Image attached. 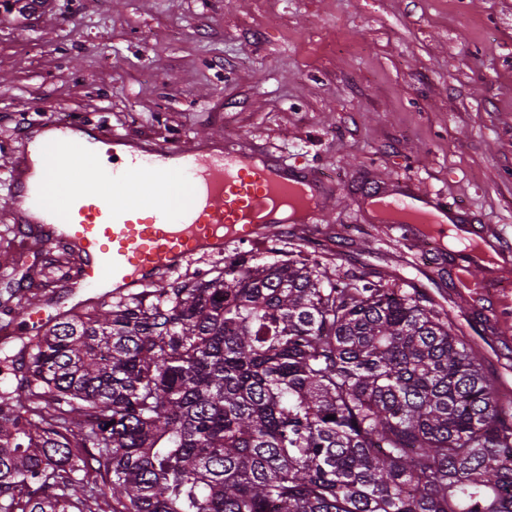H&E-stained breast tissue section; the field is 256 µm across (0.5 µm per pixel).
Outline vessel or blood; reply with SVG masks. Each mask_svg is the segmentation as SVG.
<instances>
[{"label": "vessel or blood", "instance_id": "b4317fda", "mask_svg": "<svg viewBox=\"0 0 512 512\" xmlns=\"http://www.w3.org/2000/svg\"><path fill=\"white\" fill-rule=\"evenodd\" d=\"M19 136L25 151L7 163L6 203L26 239L80 253L79 275L62 285L64 301L91 295L103 303L158 286L195 255L282 231L284 212L319 223L332 199L317 174L230 141L213 149L207 136L161 144L54 117ZM364 196L386 203L394 213L389 226L412 246L438 243L443 225H453L472 245L458 276L474 295H485L475 251L486 241L483 227L466 223L440 197L405 185L393 190L382 179Z\"/></svg>", "mask_w": 512, "mask_h": 512}]
</instances>
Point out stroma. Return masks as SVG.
I'll use <instances>...</instances> for the list:
<instances>
[{
  "mask_svg": "<svg viewBox=\"0 0 512 512\" xmlns=\"http://www.w3.org/2000/svg\"><path fill=\"white\" fill-rule=\"evenodd\" d=\"M70 114L160 143L238 140L323 175L321 223L195 256L178 278L299 245L337 276L422 288L463 328L495 303L487 357L512 391V280L486 264L472 296L457 249L422 255L360 196L409 181L512 249V0H0V272L34 267L47 300L74 271L13 232L3 163L18 128Z\"/></svg>",
  "mask_w": 512,
  "mask_h": 512,
  "instance_id": "stroma-1",
  "label": "stroma"
}]
</instances>
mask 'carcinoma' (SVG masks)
<instances>
[{
  "instance_id": "cac0c4a2",
  "label": "carcinoma",
  "mask_w": 512,
  "mask_h": 512,
  "mask_svg": "<svg viewBox=\"0 0 512 512\" xmlns=\"http://www.w3.org/2000/svg\"><path fill=\"white\" fill-rule=\"evenodd\" d=\"M20 340L0 512H512V395L419 288L226 257Z\"/></svg>"
}]
</instances>
